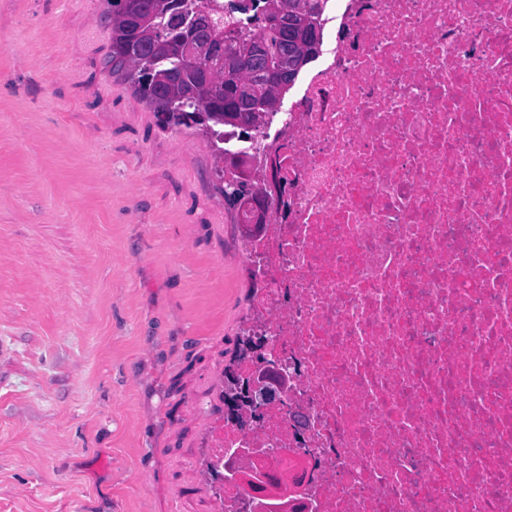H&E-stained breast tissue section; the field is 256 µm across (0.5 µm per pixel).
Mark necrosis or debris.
<instances>
[{
	"mask_svg": "<svg viewBox=\"0 0 512 512\" xmlns=\"http://www.w3.org/2000/svg\"><path fill=\"white\" fill-rule=\"evenodd\" d=\"M254 143L286 394L225 423L221 512H512V0H326Z\"/></svg>",
	"mask_w": 512,
	"mask_h": 512,
	"instance_id": "necrosis-or-debris-1",
	"label": "necrosis or debris"
}]
</instances>
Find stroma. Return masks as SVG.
Segmentation results:
<instances>
[{"mask_svg":"<svg viewBox=\"0 0 512 512\" xmlns=\"http://www.w3.org/2000/svg\"><path fill=\"white\" fill-rule=\"evenodd\" d=\"M106 0H0V512H218L252 280L210 139L104 66Z\"/></svg>","mask_w":512,"mask_h":512,"instance_id":"35a3bbf8","label":"stroma"}]
</instances>
